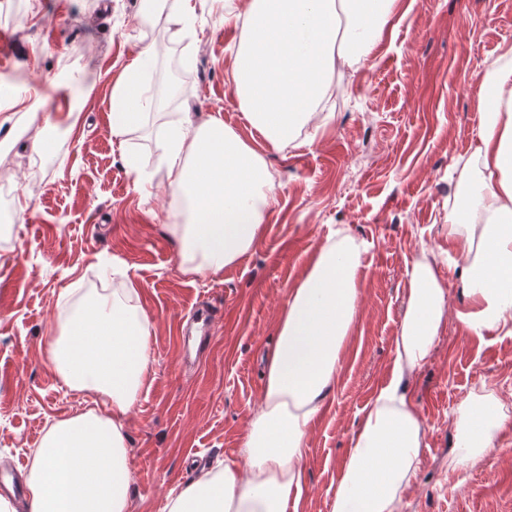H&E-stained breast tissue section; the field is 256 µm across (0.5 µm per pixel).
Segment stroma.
<instances>
[{"label": "stroma", "instance_id": "1", "mask_svg": "<svg viewBox=\"0 0 512 512\" xmlns=\"http://www.w3.org/2000/svg\"><path fill=\"white\" fill-rule=\"evenodd\" d=\"M0 0V154L14 193L0 199V464L28 470L32 448L57 419L83 410L44 357L65 309L112 287L120 263L154 321V374L125 419L132 512H164L170 490L199 467L241 461L260 404L267 354L288 291L332 230L366 246L356 328L336 389L309 438L304 486L286 512H332L353 431L391 378L415 258L436 256L448 314L407 395L425 427L404 512H512V418L496 434L503 455L450 469L454 411L490 388L512 406V337L465 334L467 299L448 256V212L471 193L480 104L475 83L512 48V0H395L392 27L369 60L334 73L314 137L277 151L250 125L231 91L241 26L225 14L244 0ZM156 51L162 105L112 133V92L145 48ZM56 79L59 116L45 125L35 97L11 107L12 89ZM217 117L262 150L277 190L256 248L224 271H181L169 227L184 206L168 186L170 127ZM42 139L46 147L33 152ZM141 160L140 172L127 165ZM223 319L208 349L180 350L208 304Z\"/></svg>", "mask_w": 512, "mask_h": 512}]
</instances>
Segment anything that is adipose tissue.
I'll use <instances>...</instances> for the list:
<instances>
[{
  "label": "adipose tissue",
  "instance_id": "1",
  "mask_svg": "<svg viewBox=\"0 0 512 512\" xmlns=\"http://www.w3.org/2000/svg\"><path fill=\"white\" fill-rule=\"evenodd\" d=\"M390 0H249L232 69L233 92L268 145L281 150L307 125L336 69L368 59L390 24ZM144 49L112 94V132L140 124ZM483 122L474 157L478 190L448 213L454 264L470 301L464 333L512 335V65L478 81ZM169 185L186 203L173 225L184 273L205 278L234 264L260 239L276 187L264 156L219 118L168 132ZM363 245L328 238L291 288L277 319L259 407L242 444L243 464L225 463L180 487L167 512H285L302 490L313 422L336 387L355 329ZM133 283L80 303L51 337L45 358L70 391L91 396L83 412L49 424L35 448L26 512H130L124 419L153 373V321ZM447 293L434 260H415L406 312L394 338L390 382L354 431L333 512H402L421 461L425 429L404 382L436 344ZM494 393L470 394L456 410L448 464L466 468L492 452L511 417Z\"/></svg>",
  "mask_w": 512,
  "mask_h": 512
}]
</instances>
